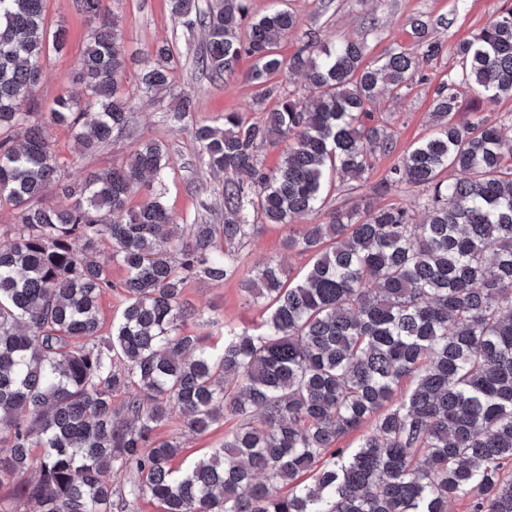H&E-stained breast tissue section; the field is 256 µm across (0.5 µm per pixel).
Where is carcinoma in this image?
I'll return each instance as SVG.
<instances>
[{
    "instance_id": "obj_1",
    "label": "carcinoma",
    "mask_w": 512,
    "mask_h": 512,
    "mask_svg": "<svg viewBox=\"0 0 512 512\" xmlns=\"http://www.w3.org/2000/svg\"><path fill=\"white\" fill-rule=\"evenodd\" d=\"M43 2L0 0V203L16 211L0 242V512H134L145 497L162 512H448L454 499L512 512V141L486 117L455 120L462 85L512 97V6L455 45L433 133L366 190L375 154L394 149L368 106L424 78L442 51L433 23L412 22L420 53L393 48L367 66L355 40L330 48L309 35L277 53L298 24L288 9L251 21L247 0H171L177 23L204 36L207 76L231 78L248 57L246 80L279 97L257 120L228 112L194 127L203 169L224 177L219 234L167 209L162 143L65 177L47 125L68 127L84 155L115 131L137 134L103 0H73L90 25L76 85L44 111L42 60L67 32L48 31ZM174 65L158 48L141 88L169 87ZM285 69L306 93L278 92L271 80ZM192 111L181 92L171 119ZM282 142L265 168L261 152ZM147 179L152 195L129 207ZM332 181L351 205L290 228L321 209ZM403 183L426 193L378 205ZM261 224L289 228L288 249L312 255L300 279L274 258L241 269L239 247ZM114 264L126 271L124 307L103 335L98 299ZM194 279L237 280L263 308L257 332L226 327L220 349L185 332L219 323L185 300ZM175 406L190 434L236 420L180 474L181 443L156 437ZM355 432L354 447H339Z\"/></svg>"
}]
</instances>
